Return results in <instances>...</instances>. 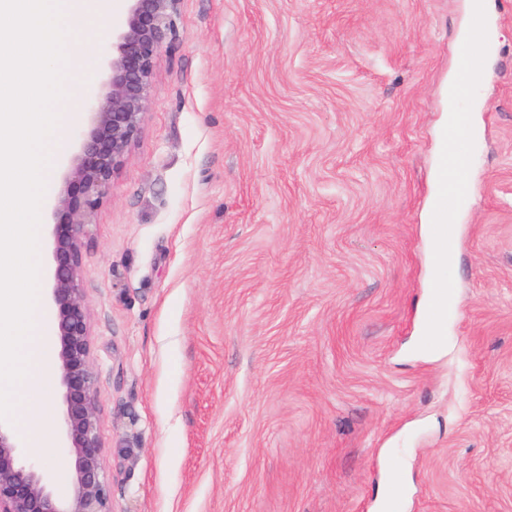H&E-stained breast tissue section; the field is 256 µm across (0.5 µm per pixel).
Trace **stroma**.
<instances>
[{
    "label": "stroma",
    "instance_id": "35a3bbf8",
    "mask_svg": "<svg viewBox=\"0 0 512 512\" xmlns=\"http://www.w3.org/2000/svg\"><path fill=\"white\" fill-rule=\"evenodd\" d=\"M471 2L181 0L82 251L115 512H512V0L478 34ZM468 53L481 140L438 268L422 217ZM437 280L455 306L419 349ZM47 388V444L19 438L64 499ZM459 70L462 82L466 86L480 84L486 78L484 61L477 55H464L460 61Z\"/></svg>",
    "mask_w": 512,
    "mask_h": 512
}]
</instances>
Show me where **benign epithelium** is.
<instances>
[{
  "mask_svg": "<svg viewBox=\"0 0 512 512\" xmlns=\"http://www.w3.org/2000/svg\"><path fill=\"white\" fill-rule=\"evenodd\" d=\"M105 55L107 90L87 99L93 116L50 203L52 343L61 388L59 436L73 461L72 493L54 496L46 471L27 462L0 420V512H114L99 430L98 381L81 274L84 227L108 194L145 120L157 59L176 37L180 0H128Z\"/></svg>",
  "mask_w": 512,
  "mask_h": 512,
  "instance_id": "1",
  "label": "benign epithelium"
}]
</instances>
